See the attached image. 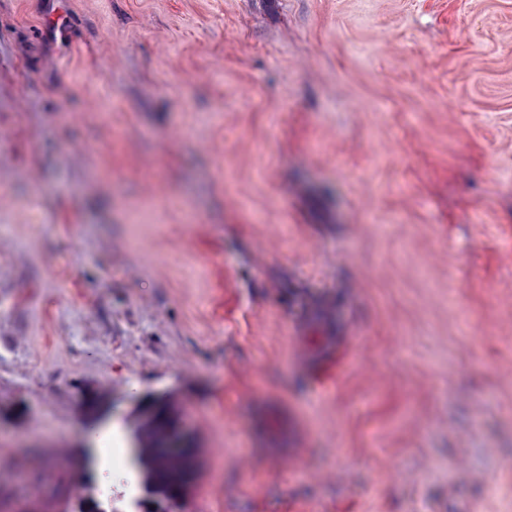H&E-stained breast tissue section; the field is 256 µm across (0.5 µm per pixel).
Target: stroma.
Instances as JSON below:
<instances>
[{
	"label": "stroma",
	"mask_w": 512,
	"mask_h": 512,
	"mask_svg": "<svg viewBox=\"0 0 512 512\" xmlns=\"http://www.w3.org/2000/svg\"><path fill=\"white\" fill-rule=\"evenodd\" d=\"M56 3L0 0V512H157V399L174 512H512V0ZM156 413L152 419L146 420L135 430V445L138 462L137 481L144 498L156 500L167 507L161 512H172L183 498L187 482L183 479L181 471L168 461L167 457L174 459L185 472L188 478L190 462L188 454L181 448L183 436L175 431L162 439L158 448H151L152 437L160 432L174 429L175 416L169 403L155 401ZM139 444L140 448L137 447ZM142 445V447H141ZM162 448H166L165 455Z\"/></svg>",
	"instance_id": "obj_1"
}]
</instances>
